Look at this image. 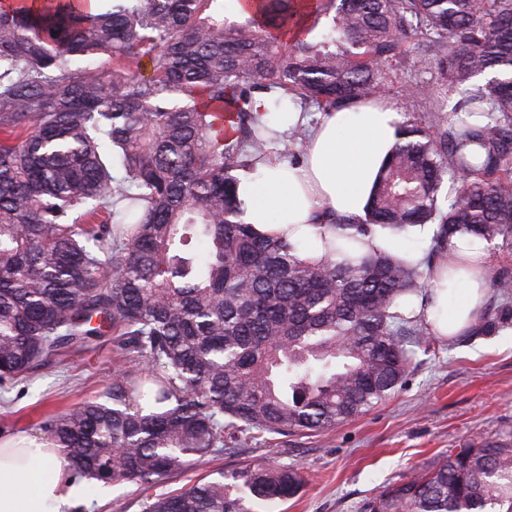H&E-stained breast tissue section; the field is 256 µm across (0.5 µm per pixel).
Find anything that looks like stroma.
Wrapping results in <instances>:
<instances>
[{"label":"stroma","instance_id":"stroma-1","mask_svg":"<svg viewBox=\"0 0 512 512\" xmlns=\"http://www.w3.org/2000/svg\"><path fill=\"white\" fill-rule=\"evenodd\" d=\"M414 79L437 84L435 59H420L412 51L391 61L381 88L407 119L423 113L409 94ZM490 254L482 311L492 323L490 331L450 340L431 337L417 348L402 385L366 413L323 434L255 436L160 485L89 481L87 498L74 512H143L150 497L202 478L218 479L247 463L295 466L305 478L296 497L258 505L256 512H363L380 490L448 449L512 438V302H504L496 288L503 272L512 273V249L495 245ZM113 349V337L105 336L92 352L71 354L1 382L0 432L41 433L50 413L103 394L115 372Z\"/></svg>","mask_w":512,"mask_h":512}]
</instances>
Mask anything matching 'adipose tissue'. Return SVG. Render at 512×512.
Segmentation results:
<instances>
[{"label":"adipose tissue","instance_id":"adipose-tissue-1","mask_svg":"<svg viewBox=\"0 0 512 512\" xmlns=\"http://www.w3.org/2000/svg\"><path fill=\"white\" fill-rule=\"evenodd\" d=\"M403 122L396 105L382 96L322 113L307 127L298 164L271 155L239 173L236 195L244 222L259 234L287 237L304 258H323V218L366 217ZM432 234L429 225L396 233L377 224L343 250L352 258L387 253L418 263L424 255L417 243ZM489 275L488 243L457 234L430 273L429 304L414 296L401 310H421L432 335H464L483 307ZM85 487L51 440L0 435V512H70L84 502Z\"/></svg>","mask_w":512,"mask_h":512}]
</instances>
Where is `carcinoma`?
<instances>
[{
    "instance_id": "cac0c4a2",
    "label": "carcinoma",
    "mask_w": 512,
    "mask_h": 512,
    "mask_svg": "<svg viewBox=\"0 0 512 512\" xmlns=\"http://www.w3.org/2000/svg\"><path fill=\"white\" fill-rule=\"evenodd\" d=\"M0 4V381L116 336L107 400L43 429L75 473L162 484L254 433L329 432L384 401L428 341L422 272L388 254L313 263L240 219L233 172L298 163L254 104L303 111L379 93L407 39L429 44L443 89L408 122L352 239L434 224L512 244V0H324L321 40L284 39L307 0ZM148 56L153 75L133 64ZM449 186H444V181ZM304 487L298 468L245 465L148 500L144 512H252ZM365 512H512V440L450 449Z\"/></svg>"
}]
</instances>
